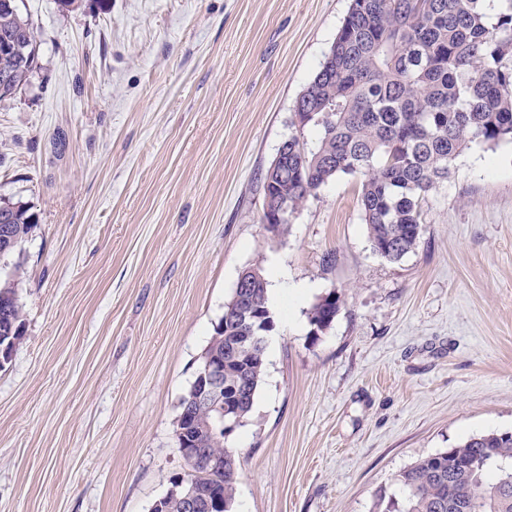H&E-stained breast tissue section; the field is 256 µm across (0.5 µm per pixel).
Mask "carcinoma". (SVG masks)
Segmentation results:
<instances>
[{"label":"carcinoma","mask_w":512,"mask_h":512,"mask_svg":"<svg viewBox=\"0 0 512 512\" xmlns=\"http://www.w3.org/2000/svg\"><path fill=\"white\" fill-rule=\"evenodd\" d=\"M351 0L347 16L319 70L304 91L300 122L284 141L282 163L265 170L263 197L279 203L262 222L283 230L318 190L341 175L362 178L359 207L373 251L390 262L412 252L423 234L421 201L448 179L451 162L473 142H512V0ZM33 29L17 0H0V102L28 83L38 69ZM315 134L308 142L307 132ZM0 222L15 243L36 219L22 202L0 201ZM24 268L0 277V350L23 339L17 293ZM343 304L329 294L310 311L323 333ZM238 320L216 324L208 341L224 355V398L237 403L244 422L263 382L265 356L247 355L250 337L274 315L267 279L250 269ZM224 424L198 408L186 433L224 457V466L189 472L199 498L224 495L234 503L239 458L228 439H211ZM498 478L490 482L486 473ZM403 497L379 498L374 512H512V431L473 436L422 457L396 476Z\"/></svg>","instance_id":"obj_1"}]
</instances>
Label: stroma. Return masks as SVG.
Wrapping results in <instances>:
<instances>
[{
	"label": "stroma",
	"instance_id": "obj_1",
	"mask_svg": "<svg viewBox=\"0 0 512 512\" xmlns=\"http://www.w3.org/2000/svg\"><path fill=\"white\" fill-rule=\"evenodd\" d=\"M350 0H23L37 73L0 103V197L37 225L0 367V512H150L174 419L244 267L287 293L234 512H372L418 458L512 430V145L462 152L401 261L341 176L287 232L261 176ZM336 292L326 333L308 313Z\"/></svg>",
	"mask_w": 512,
	"mask_h": 512
}]
</instances>
